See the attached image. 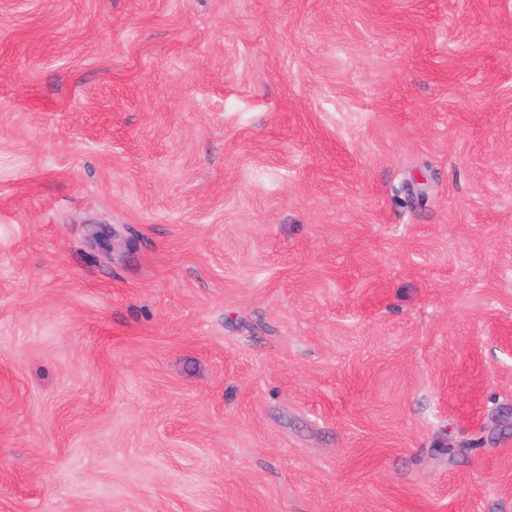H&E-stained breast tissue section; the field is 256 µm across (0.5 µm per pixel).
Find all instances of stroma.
I'll list each match as a JSON object with an SVG mask.
<instances>
[{"label": "stroma", "instance_id": "1", "mask_svg": "<svg viewBox=\"0 0 512 512\" xmlns=\"http://www.w3.org/2000/svg\"><path fill=\"white\" fill-rule=\"evenodd\" d=\"M0 512H512V0H0Z\"/></svg>", "mask_w": 512, "mask_h": 512}]
</instances>
